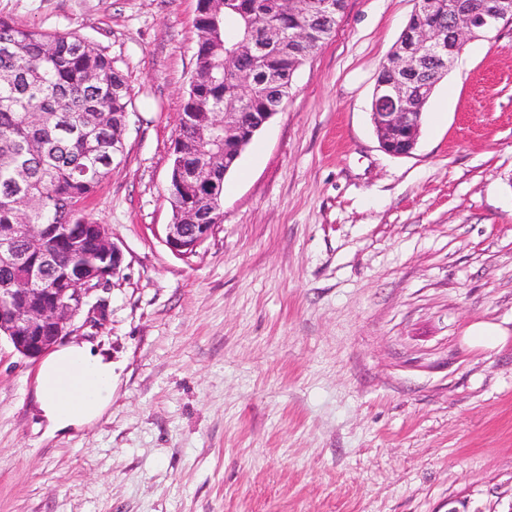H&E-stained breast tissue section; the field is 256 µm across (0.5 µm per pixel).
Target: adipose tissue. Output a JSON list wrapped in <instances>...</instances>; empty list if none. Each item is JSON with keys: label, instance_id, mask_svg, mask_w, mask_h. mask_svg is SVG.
<instances>
[{"label": "adipose tissue", "instance_id": "adipose-tissue-1", "mask_svg": "<svg viewBox=\"0 0 512 512\" xmlns=\"http://www.w3.org/2000/svg\"><path fill=\"white\" fill-rule=\"evenodd\" d=\"M36 398L50 430L89 425L112 403V362L84 344L53 348L40 361Z\"/></svg>", "mask_w": 512, "mask_h": 512}]
</instances>
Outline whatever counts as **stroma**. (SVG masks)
<instances>
[{
    "label": "stroma",
    "mask_w": 512,
    "mask_h": 512,
    "mask_svg": "<svg viewBox=\"0 0 512 512\" xmlns=\"http://www.w3.org/2000/svg\"><path fill=\"white\" fill-rule=\"evenodd\" d=\"M415 6L346 0L179 256L197 0H0L131 89L86 207L124 262L106 320L70 335L111 359L112 404L50 433L37 360L0 342V512H512V23L465 46L393 156L371 104ZM477 323L509 335L471 344Z\"/></svg>",
    "instance_id": "35a3bbf8"
}]
</instances>
